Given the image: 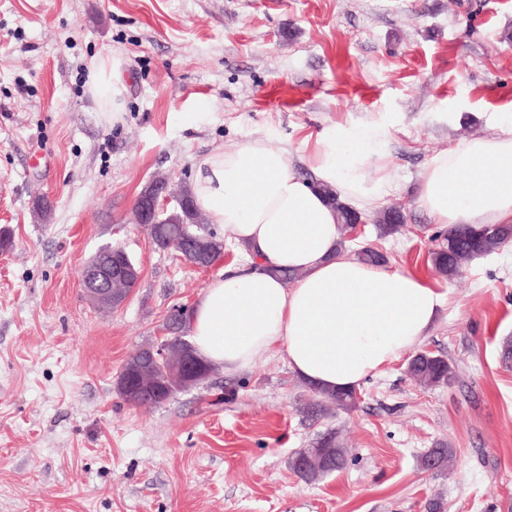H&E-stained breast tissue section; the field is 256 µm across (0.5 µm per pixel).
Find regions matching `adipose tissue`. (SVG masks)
Segmentation results:
<instances>
[{
  "label": "adipose tissue",
  "instance_id": "ef3b65f1",
  "mask_svg": "<svg viewBox=\"0 0 512 512\" xmlns=\"http://www.w3.org/2000/svg\"><path fill=\"white\" fill-rule=\"evenodd\" d=\"M89 90L106 120H120L126 86L119 58H99ZM377 125L335 126L319 134L308 161L313 181L296 171L285 147L254 138L197 162L191 193L246 263L225 268L204 288L188 333L197 354L240 373L281 355L294 375L321 389L360 386L416 351L444 306L439 288L415 275L337 253L328 186L351 205H372L392 188ZM416 205L442 225L512 223V121L436 153L420 175ZM299 277L285 285L281 272Z\"/></svg>",
  "mask_w": 512,
  "mask_h": 512
}]
</instances>
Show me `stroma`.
<instances>
[{
    "mask_svg": "<svg viewBox=\"0 0 512 512\" xmlns=\"http://www.w3.org/2000/svg\"><path fill=\"white\" fill-rule=\"evenodd\" d=\"M118 54L127 86L107 124L87 89ZM512 115V0H0V512H512V242L452 278L427 261L414 203L428 159ZM378 124L398 189L364 212L386 265L445 305L423 350L453 365L423 387L394 362L355 408L311 415L279 356L158 407L116 380L172 308H193L240 248L200 270L129 221L142 187L191 183L197 157L262 136L300 153L333 125ZM51 205L48 220L35 198ZM404 225L381 235V211ZM121 244L142 276L120 307L81 270ZM347 465L316 481L291 461L325 432ZM448 445L452 471L422 460Z\"/></svg>",
    "mask_w": 512,
    "mask_h": 512,
    "instance_id": "stroma-1",
    "label": "stroma"
}]
</instances>
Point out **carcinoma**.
Wrapping results in <instances>:
<instances>
[{"label":"carcinoma","mask_w":512,"mask_h":512,"mask_svg":"<svg viewBox=\"0 0 512 512\" xmlns=\"http://www.w3.org/2000/svg\"><path fill=\"white\" fill-rule=\"evenodd\" d=\"M177 191L186 202V207L170 210L166 215L167 223L149 226L153 243L167 247L168 228L177 226L182 230V237L190 241L191 249L207 256L208 264L215 265L224 258L225 242L206 224L205 215L194 206L190 188L177 186ZM328 204L336 209L340 223L338 250L346 249V234L351 231L352 223L359 219V213L348 204L339 200L334 189L320 187ZM404 223V217L396 209H388L379 219V230L385 234L397 232ZM441 243L430 253V261L435 271L447 278L454 277L460 268L471 260L490 255L512 241V224H490L476 229L469 224H455L442 233ZM189 311L182 307L171 312L172 322L178 326V332L168 336L167 344L170 361L174 364L184 363L185 346L181 337L186 332ZM408 374L418 383L433 387L446 384L454 378L453 367L448 360L431 352L421 351L412 356L407 366ZM316 400L309 403L307 411L322 412L325 404L331 403L342 409L356 406L355 392L330 391L312 388ZM316 444L327 452L333 472L347 463L346 450L337 439L336 433L323 434ZM454 462L453 450L450 448H433L425 456L424 466L432 469L449 468Z\"/></svg>","instance_id":"1"}]
</instances>
